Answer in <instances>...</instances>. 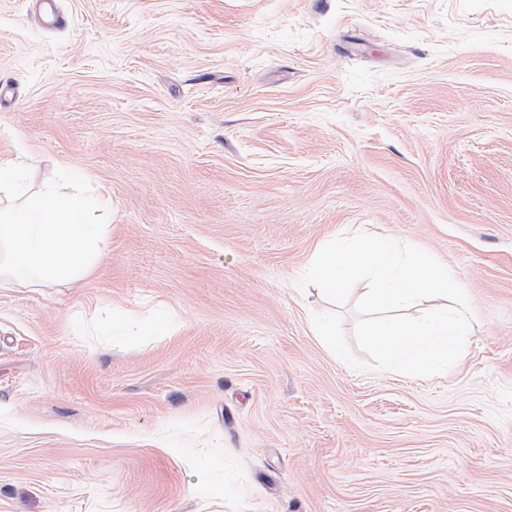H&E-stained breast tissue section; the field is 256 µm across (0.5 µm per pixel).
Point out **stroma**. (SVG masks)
I'll list each match as a JSON object with an SVG mask.
<instances>
[{"label":"stroma","instance_id":"1","mask_svg":"<svg viewBox=\"0 0 512 512\" xmlns=\"http://www.w3.org/2000/svg\"><path fill=\"white\" fill-rule=\"evenodd\" d=\"M0 0V160L110 196L0 285V512H512V0ZM359 232L465 290L444 373L336 358Z\"/></svg>","mask_w":512,"mask_h":512}]
</instances>
